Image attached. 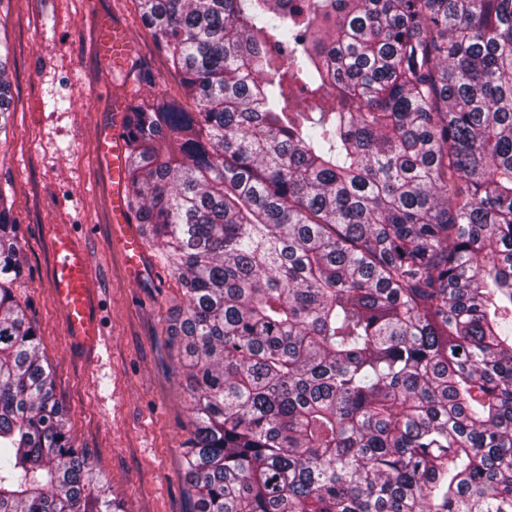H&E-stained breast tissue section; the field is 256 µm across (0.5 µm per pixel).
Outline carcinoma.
Here are the masks:
<instances>
[{"label": "carcinoma", "instance_id": "cac0c4a2", "mask_svg": "<svg viewBox=\"0 0 512 512\" xmlns=\"http://www.w3.org/2000/svg\"><path fill=\"white\" fill-rule=\"evenodd\" d=\"M137 2L186 100L121 137L184 289L194 512H512V0ZM23 269L0 190V512H117Z\"/></svg>", "mask_w": 512, "mask_h": 512}]
</instances>
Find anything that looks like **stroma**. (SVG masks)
I'll return each mask as SVG.
<instances>
[{
  "label": "stroma",
  "mask_w": 512,
  "mask_h": 512,
  "mask_svg": "<svg viewBox=\"0 0 512 512\" xmlns=\"http://www.w3.org/2000/svg\"><path fill=\"white\" fill-rule=\"evenodd\" d=\"M125 29L127 63L95 47L100 19ZM0 40L10 52L13 100L0 134V187L20 224L24 274L18 299L32 319L75 447L85 449L121 512H192L184 446L193 404L181 357L165 334L183 291L145 242L140 271L127 269L125 234L112 221L114 101L180 92L135 0H0ZM69 224L94 271L93 313L103 333L92 351L74 344L51 295L48 227Z\"/></svg>",
  "instance_id": "stroma-1"
}]
</instances>
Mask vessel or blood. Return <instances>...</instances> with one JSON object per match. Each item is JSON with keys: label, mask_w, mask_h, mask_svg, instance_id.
<instances>
[{"label": "vessel or blood", "mask_w": 512, "mask_h": 512, "mask_svg": "<svg viewBox=\"0 0 512 512\" xmlns=\"http://www.w3.org/2000/svg\"><path fill=\"white\" fill-rule=\"evenodd\" d=\"M99 49L102 55L115 60L125 57L128 53L125 33L116 27L104 26ZM101 152L112 159V217L115 223L121 224L125 221L123 149L121 144L112 138L102 141ZM48 230L51 246L56 255V265L51 279L52 296L64 311L67 333L75 342L90 347L98 346L99 328L90 315V264L67 225L52 224Z\"/></svg>", "instance_id": "vessel-or-blood-1"}]
</instances>
